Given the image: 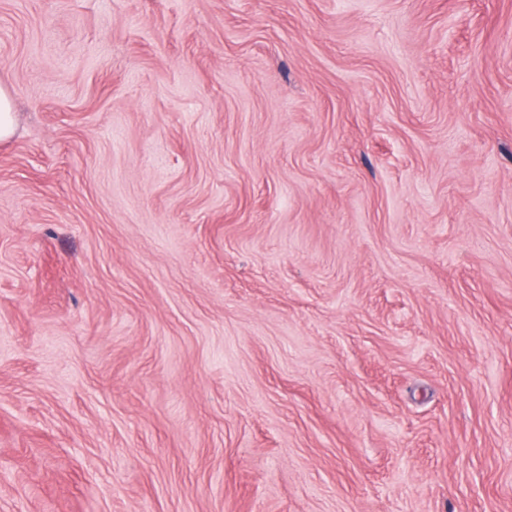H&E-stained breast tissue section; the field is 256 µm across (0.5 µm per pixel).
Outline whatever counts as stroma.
Wrapping results in <instances>:
<instances>
[{"mask_svg":"<svg viewBox=\"0 0 512 512\" xmlns=\"http://www.w3.org/2000/svg\"><path fill=\"white\" fill-rule=\"evenodd\" d=\"M0 512H512V0H0ZM16 113L10 93L0 87V141L9 139L15 130Z\"/></svg>","mask_w":512,"mask_h":512,"instance_id":"1","label":"stroma"}]
</instances>
